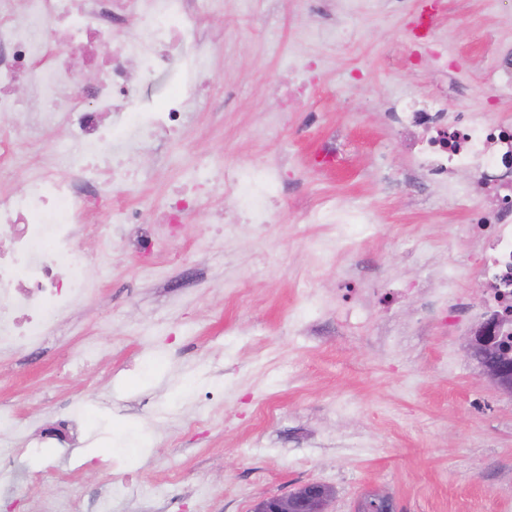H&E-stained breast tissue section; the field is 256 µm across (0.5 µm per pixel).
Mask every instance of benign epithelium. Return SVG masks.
<instances>
[{"instance_id":"benign-epithelium-1","label":"benign epithelium","mask_w":512,"mask_h":512,"mask_svg":"<svg viewBox=\"0 0 512 512\" xmlns=\"http://www.w3.org/2000/svg\"><path fill=\"white\" fill-rule=\"evenodd\" d=\"M464 350L480 364L497 390L512 396V346L495 335L494 320L490 319L474 329L465 338ZM333 497V489L320 483H309L298 495L288 493L261 500L255 512H329V502ZM370 500L369 512H398L396 501L388 494L374 493Z\"/></svg>"}]
</instances>
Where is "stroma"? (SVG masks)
<instances>
[{"mask_svg":"<svg viewBox=\"0 0 512 512\" xmlns=\"http://www.w3.org/2000/svg\"><path fill=\"white\" fill-rule=\"evenodd\" d=\"M223 0L187 36L209 57L210 90L188 130L133 159L123 205L151 217L204 161L282 172L273 224L212 232L232 204L213 184L151 256L135 226L103 211L81 243L111 246L96 292L21 352L0 350V512H254L264 498L317 482L330 512L372 492L400 512H512V397L489 382L449 328L446 277L483 304L479 245L459 193L428 182L388 111L440 103L512 122L497 74L512 62V0ZM448 60L447 70L435 65ZM314 63L315 90L281 102L284 70ZM335 138V164L318 163ZM367 212L348 247L316 251L329 225L308 214ZM366 317L348 325L336 298ZM96 344L98 360L67 366ZM85 415L64 448L36 440L75 404Z\"/></svg>","mask_w":512,"mask_h":512,"instance_id":"1","label":"stroma"}]
</instances>
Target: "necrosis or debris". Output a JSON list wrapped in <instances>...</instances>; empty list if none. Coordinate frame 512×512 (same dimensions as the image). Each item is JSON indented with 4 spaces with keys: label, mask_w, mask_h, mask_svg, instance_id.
Returning <instances> with one entry per match:
<instances>
[{
    "label": "necrosis or debris",
    "mask_w": 512,
    "mask_h": 512,
    "mask_svg": "<svg viewBox=\"0 0 512 512\" xmlns=\"http://www.w3.org/2000/svg\"><path fill=\"white\" fill-rule=\"evenodd\" d=\"M213 0H0V114L30 134L50 126L81 146L56 164L28 152L10 155L28 171L25 190L0 197V349L21 350L47 335L60 315L95 288L79 238L93 211L119 195L124 166L157 134L181 132L188 104L208 59L187 55L186 35L198 32ZM136 20L133 35L113 43L116 20ZM169 85L161 111L144 112L131 82L129 62ZM100 70L99 80L75 93L73 67ZM28 90V101L15 94ZM62 101L58 112H35L30 102ZM393 121L408 131L418 169L448 188L460 172L478 171L485 196L469 222L482 249L488 285L482 319L512 335V128L501 122L438 107L402 105ZM224 185L235 217L224 224L234 236L244 224H270L280 192L276 171L228 166Z\"/></svg>",
    "instance_id": "4bbe7bcc"
}]
</instances>
